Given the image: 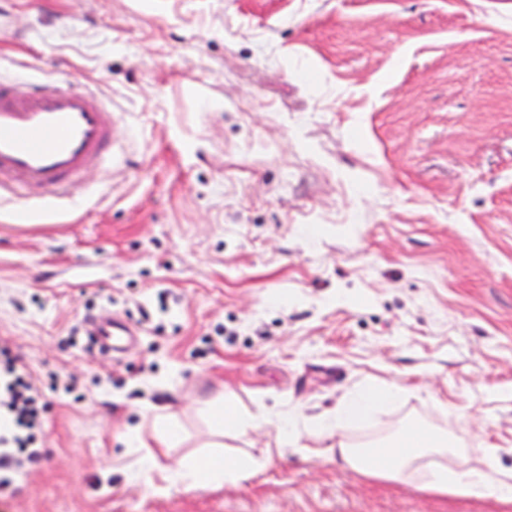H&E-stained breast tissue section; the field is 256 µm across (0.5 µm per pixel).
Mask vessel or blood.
I'll list each match as a JSON object with an SVG mask.
<instances>
[{
	"label": "vessel or blood",
	"instance_id": "obj_1",
	"mask_svg": "<svg viewBox=\"0 0 512 512\" xmlns=\"http://www.w3.org/2000/svg\"><path fill=\"white\" fill-rule=\"evenodd\" d=\"M118 122L88 90L0 81V191L44 190L53 201L73 196L105 159ZM105 336L115 353L133 341L118 319Z\"/></svg>",
	"mask_w": 512,
	"mask_h": 512
}]
</instances>
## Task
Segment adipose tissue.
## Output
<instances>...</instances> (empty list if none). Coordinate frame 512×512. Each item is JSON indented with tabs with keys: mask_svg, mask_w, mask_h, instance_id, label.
I'll return each instance as SVG.
<instances>
[{
	"mask_svg": "<svg viewBox=\"0 0 512 512\" xmlns=\"http://www.w3.org/2000/svg\"><path fill=\"white\" fill-rule=\"evenodd\" d=\"M397 395V390L392 388L382 393L362 390L350 395L323 421L319 432L328 437L340 435L353 420L367 416L380 401L395 399ZM339 453L341 460L352 468L379 479L407 481L422 468L426 471L423 485L430 491L492 498L502 505H512V473L493 478L485 471L462 463L448 467L446 459L455 453L451 442L420 427L403 430L397 442L376 446L370 460L362 457L360 449L344 443L340 444ZM254 469L253 460L236 458L203 469L186 463L171 470L169 476L188 485L202 476H221L236 482L248 478Z\"/></svg>",
	"mask_w": 512,
	"mask_h": 512,
	"instance_id": "1",
	"label": "adipose tissue"
}]
</instances>
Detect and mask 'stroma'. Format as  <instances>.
Returning <instances> with one entry per match:
<instances>
[{
	"mask_svg": "<svg viewBox=\"0 0 512 512\" xmlns=\"http://www.w3.org/2000/svg\"><path fill=\"white\" fill-rule=\"evenodd\" d=\"M1 77L121 122L74 201L0 199V346L56 376L0 512H505L317 429L396 387L345 443L419 424L512 471V0H0ZM113 314L120 357L85 324ZM226 405L260 426L216 432ZM103 336H106L107 346L112 353H124L132 344L133 333L130 327L123 321L112 318V323L108 331L100 330ZM399 392L390 388L380 396L374 391L361 390L348 396L336 412L323 421L319 433L328 437L339 436L353 420L367 416L380 401L395 399ZM255 469V461L252 459L236 458L227 460L224 463H213L206 465L205 470L199 468L198 464L185 463L174 470L169 471V479L182 481L191 485L198 481L199 476H206L208 479L224 475V481H241L248 478Z\"/></svg>",
	"mask_w": 512,
	"mask_h": 512,
	"instance_id": "stroma-1",
	"label": "stroma"
}]
</instances>
